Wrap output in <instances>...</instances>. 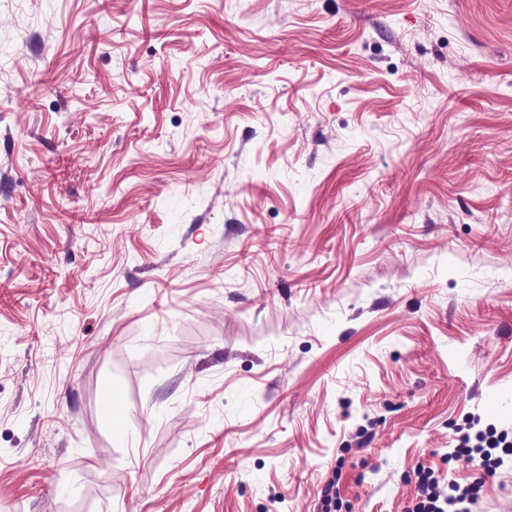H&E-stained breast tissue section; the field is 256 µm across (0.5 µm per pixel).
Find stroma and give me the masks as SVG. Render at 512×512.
I'll return each mask as SVG.
<instances>
[{"label":"stroma","instance_id":"35a3bbf8","mask_svg":"<svg viewBox=\"0 0 512 512\" xmlns=\"http://www.w3.org/2000/svg\"><path fill=\"white\" fill-rule=\"evenodd\" d=\"M512 435V0H0V512H412ZM507 438V433L501 432L500 436L496 437L492 444H487L483 437L477 435V441L485 442L486 448L490 449V451L485 449V446L481 444L469 446L470 440L467 437L462 439V445L460 446L461 448H465L466 455L472 463H475V466L482 468L486 473H492V463L496 466L501 465L504 462V457H510L512 461V441H508ZM495 450L497 451V455L492 458V451Z\"/></svg>","mask_w":512,"mask_h":512}]
</instances>
